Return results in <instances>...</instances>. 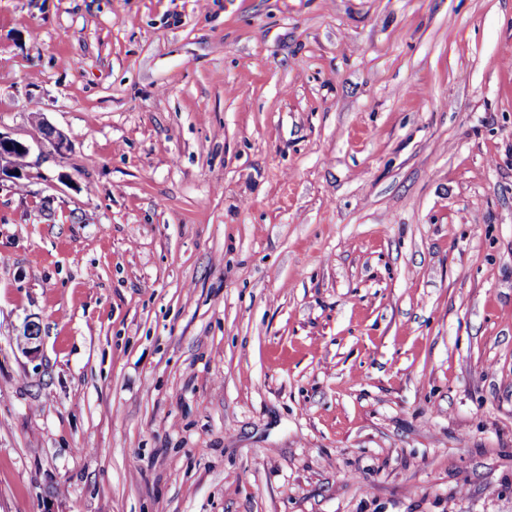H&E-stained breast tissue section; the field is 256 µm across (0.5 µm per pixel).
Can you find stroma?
<instances>
[{
	"label": "stroma",
	"instance_id": "obj_1",
	"mask_svg": "<svg viewBox=\"0 0 512 512\" xmlns=\"http://www.w3.org/2000/svg\"><path fill=\"white\" fill-rule=\"evenodd\" d=\"M43 120L0 512H512V0H0ZM39 130L42 135V140L48 142L58 154H64L70 149L71 143L69 138L54 126L42 121ZM43 141H41V143H43Z\"/></svg>",
	"mask_w": 512,
	"mask_h": 512
}]
</instances>
